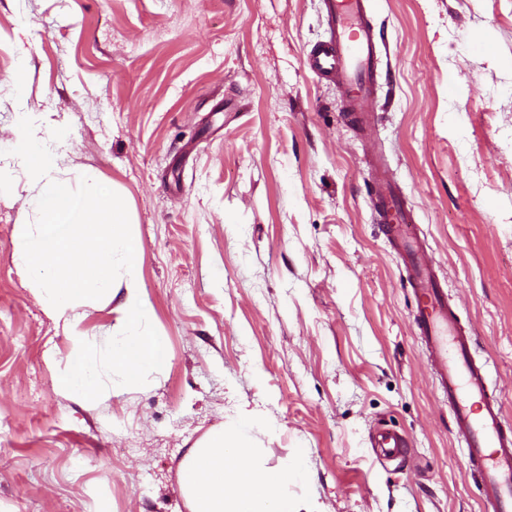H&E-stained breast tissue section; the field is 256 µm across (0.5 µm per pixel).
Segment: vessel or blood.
I'll return each instance as SVG.
<instances>
[{
	"instance_id": "obj_1",
	"label": "vessel or blood",
	"mask_w": 512,
	"mask_h": 512,
	"mask_svg": "<svg viewBox=\"0 0 512 512\" xmlns=\"http://www.w3.org/2000/svg\"><path fill=\"white\" fill-rule=\"evenodd\" d=\"M324 8L329 36L310 51L307 65L336 84L351 121L370 129L380 51L368 0H324ZM375 173L379 222L405 267L417 303L413 322L448 401L454 435L483 484V512H512V433L503 428L489 368L473 359L474 339L457 323L433 257L416 233L414 213L403 204L384 158H377ZM378 448L390 459L404 455L408 444L402 435L384 432Z\"/></svg>"
}]
</instances>
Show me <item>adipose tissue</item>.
<instances>
[{
    "instance_id": "ef3b65f1",
    "label": "adipose tissue",
    "mask_w": 512,
    "mask_h": 512,
    "mask_svg": "<svg viewBox=\"0 0 512 512\" xmlns=\"http://www.w3.org/2000/svg\"><path fill=\"white\" fill-rule=\"evenodd\" d=\"M258 427V419L243 412L188 449L178 472L188 512H316L290 491L305 477L303 457L269 470L254 442Z\"/></svg>"
}]
</instances>
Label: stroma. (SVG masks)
Wrapping results in <instances>:
<instances>
[{
	"label": "stroma",
	"mask_w": 512,
	"mask_h": 512,
	"mask_svg": "<svg viewBox=\"0 0 512 512\" xmlns=\"http://www.w3.org/2000/svg\"><path fill=\"white\" fill-rule=\"evenodd\" d=\"M370 4L367 137L306 66L321 0H0V141L29 117L66 177L123 198L169 344L146 385L91 404L60 388L74 341L14 261L30 184L0 156V512H187L180 462L241 412L267 468L306 449L293 491L320 512H482L371 165L512 427V0ZM379 428L408 436L404 461L375 453Z\"/></svg>",
	"instance_id": "obj_1"
}]
</instances>
